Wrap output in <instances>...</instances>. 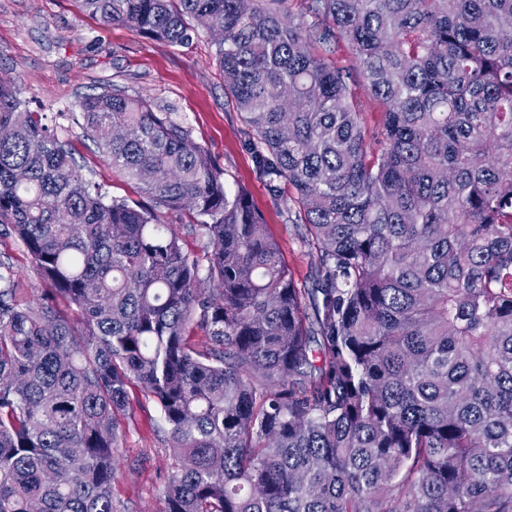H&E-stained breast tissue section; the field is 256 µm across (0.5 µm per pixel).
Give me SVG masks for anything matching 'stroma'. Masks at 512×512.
Here are the masks:
<instances>
[{
  "mask_svg": "<svg viewBox=\"0 0 512 512\" xmlns=\"http://www.w3.org/2000/svg\"><path fill=\"white\" fill-rule=\"evenodd\" d=\"M214 40L203 33L173 47L79 11L75 0H0V71L6 72L46 124L66 141L82 173L113 197L136 199L133 184L113 173L81 128L79 103L110 86L147 98L161 112L177 113L193 138L225 169L229 182L244 187L279 240L299 287L313 288L314 261L298 235L292 190L272 194L260 175L239 112L224 91ZM314 50L350 77L363 125L378 131L383 109L364 89L355 56L344 40ZM0 261L10 264L23 300L38 299L44 285L22 243L0 233ZM119 452L124 464L113 495L129 512H166L164 488L175 464L167 428L153 398L139 385L129 389Z\"/></svg>",
  "mask_w": 512,
  "mask_h": 512,
  "instance_id": "stroma-1",
  "label": "stroma"
}]
</instances>
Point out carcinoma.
Segmentation results:
<instances>
[{
    "label": "carcinoma",
    "instance_id": "cac0c4a2",
    "mask_svg": "<svg viewBox=\"0 0 512 512\" xmlns=\"http://www.w3.org/2000/svg\"><path fill=\"white\" fill-rule=\"evenodd\" d=\"M215 42L269 189L294 190L298 288L243 187L184 120L103 88L84 134L148 204L108 197L0 72V224L46 285L0 273V512H128V387L177 464L166 512H512V0H77ZM345 40L383 107L367 133ZM208 241L189 258L167 212ZM75 308L72 321L61 306ZM314 51L317 54L324 55L330 63L349 74V83L354 93V104L357 112L360 113L363 125L371 132L378 131L382 125L383 108L364 89L362 77L357 69L355 55L348 43L343 39H337L330 47L315 43Z\"/></svg>",
    "mask_w": 512,
    "mask_h": 512
}]
</instances>
